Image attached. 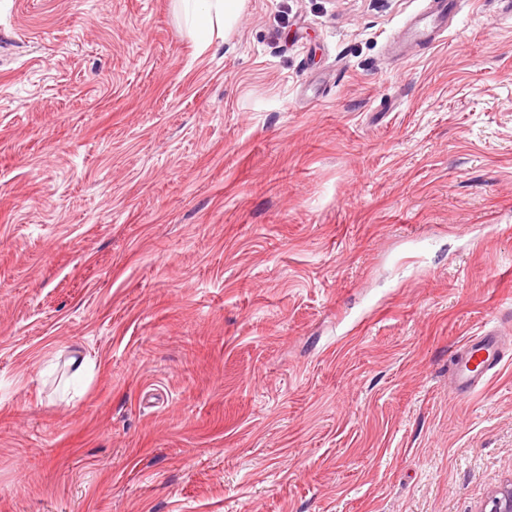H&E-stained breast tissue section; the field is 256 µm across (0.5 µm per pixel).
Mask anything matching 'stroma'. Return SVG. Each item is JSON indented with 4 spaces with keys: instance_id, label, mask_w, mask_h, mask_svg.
<instances>
[{
    "instance_id": "1",
    "label": "stroma",
    "mask_w": 512,
    "mask_h": 512,
    "mask_svg": "<svg viewBox=\"0 0 512 512\" xmlns=\"http://www.w3.org/2000/svg\"><path fill=\"white\" fill-rule=\"evenodd\" d=\"M0 0V512H480L512 479V0ZM86 358L75 371L71 357ZM186 16L195 22L198 33L206 36L213 21L224 23L236 17L241 0H181ZM434 11L421 16L406 31V40L420 42L435 39L441 29L448 27V16L454 11L455 0H433ZM504 356L503 344L492 329L484 330L480 336L468 340L448 368L455 397L463 400L471 397Z\"/></svg>"
}]
</instances>
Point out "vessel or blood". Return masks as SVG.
I'll return each mask as SVG.
<instances>
[{
	"instance_id": "obj_1",
	"label": "vessel or blood",
	"mask_w": 512,
	"mask_h": 512,
	"mask_svg": "<svg viewBox=\"0 0 512 512\" xmlns=\"http://www.w3.org/2000/svg\"><path fill=\"white\" fill-rule=\"evenodd\" d=\"M434 4V11L421 16L409 26L406 31L407 41L434 39L441 29L447 27L456 0H434ZM504 356L503 344L494 330H484L480 336L468 340L449 366L455 397L463 400L471 397Z\"/></svg>"
}]
</instances>
